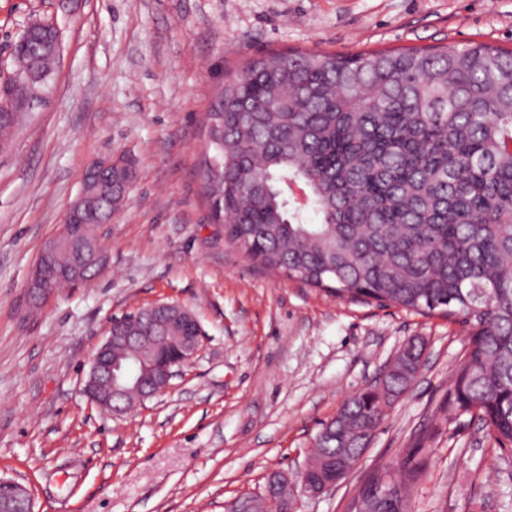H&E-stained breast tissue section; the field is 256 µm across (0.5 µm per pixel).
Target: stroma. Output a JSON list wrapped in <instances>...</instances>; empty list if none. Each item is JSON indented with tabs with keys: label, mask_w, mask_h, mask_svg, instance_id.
I'll return each instance as SVG.
<instances>
[{
	"label": "stroma",
	"mask_w": 512,
	"mask_h": 512,
	"mask_svg": "<svg viewBox=\"0 0 512 512\" xmlns=\"http://www.w3.org/2000/svg\"><path fill=\"white\" fill-rule=\"evenodd\" d=\"M35 19L57 24L62 52L0 152V477L34 512H225L270 473L297 476L321 423L420 339L421 373L357 468L320 496L295 490L294 512H350L379 466L419 470L410 512H512V451L448 409L464 330L261 268L225 240L199 174L211 89L237 65L271 49L512 51V0H0V80ZM120 154L136 175L99 229L107 274L31 307L30 273L86 169ZM159 303L195 314L198 355L127 413L90 404L112 318Z\"/></svg>",
	"instance_id": "obj_1"
}]
</instances>
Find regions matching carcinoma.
Instances as JSON below:
<instances>
[{
	"instance_id": "obj_1",
	"label": "carcinoma",
	"mask_w": 512,
	"mask_h": 512,
	"mask_svg": "<svg viewBox=\"0 0 512 512\" xmlns=\"http://www.w3.org/2000/svg\"><path fill=\"white\" fill-rule=\"evenodd\" d=\"M26 82L0 83V142L23 104L50 76L56 51L16 40ZM200 177L224 235L261 267L308 287L400 306L459 324L470 344L448 403L477 415L500 448L512 449V53L487 45L336 55L272 50L224 80L204 116ZM126 168L86 172L77 238H97L121 198ZM306 188L318 222H307L291 184ZM162 314L133 325L178 341ZM421 347L393 362L382 387L348 399L323 424L311 469L365 447L395 397L420 368ZM386 469L359 494L381 499Z\"/></svg>"
}]
</instances>
